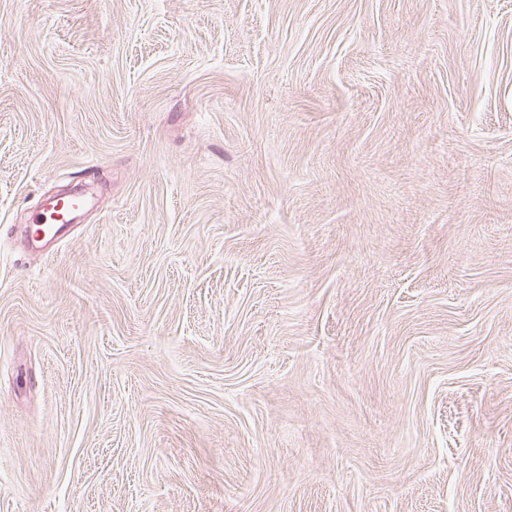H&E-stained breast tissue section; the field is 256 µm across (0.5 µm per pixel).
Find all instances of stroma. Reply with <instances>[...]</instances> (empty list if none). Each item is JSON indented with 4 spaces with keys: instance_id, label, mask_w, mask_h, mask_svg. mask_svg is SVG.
<instances>
[{
    "instance_id": "1",
    "label": "stroma",
    "mask_w": 512,
    "mask_h": 512,
    "mask_svg": "<svg viewBox=\"0 0 512 512\" xmlns=\"http://www.w3.org/2000/svg\"><path fill=\"white\" fill-rule=\"evenodd\" d=\"M0 512H512V0H0Z\"/></svg>"
}]
</instances>
